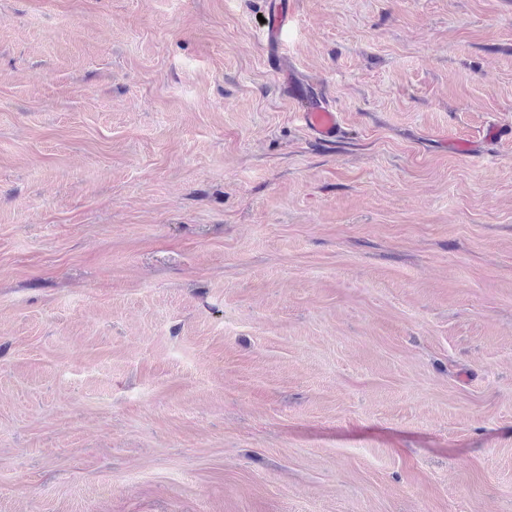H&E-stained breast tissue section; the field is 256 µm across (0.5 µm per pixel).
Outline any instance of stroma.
I'll use <instances>...</instances> for the list:
<instances>
[{
  "label": "stroma",
  "instance_id": "obj_1",
  "mask_svg": "<svg viewBox=\"0 0 512 512\" xmlns=\"http://www.w3.org/2000/svg\"><path fill=\"white\" fill-rule=\"evenodd\" d=\"M268 2L0 0V512H512V0ZM294 22V16L288 4L270 2L265 42L268 50L275 54L282 43L283 37ZM298 117L316 141L336 140L343 132L341 113L313 86L294 87Z\"/></svg>",
  "mask_w": 512,
  "mask_h": 512
}]
</instances>
